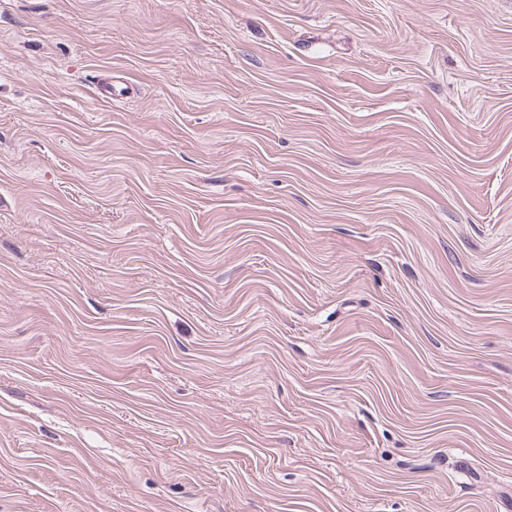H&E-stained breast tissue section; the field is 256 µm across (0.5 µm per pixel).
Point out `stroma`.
<instances>
[{
	"label": "stroma",
	"mask_w": 512,
	"mask_h": 512,
	"mask_svg": "<svg viewBox=\"0 0 512 512\" xmlns=\"http://www.w3.org/2000/svg\"><path fill=\"white\" fill-rule=\"evenodd\" d=\"M0 512H512V0H0Z\"/></svg>",
	"instance_id": "stroma-1"
}]
</instances>
